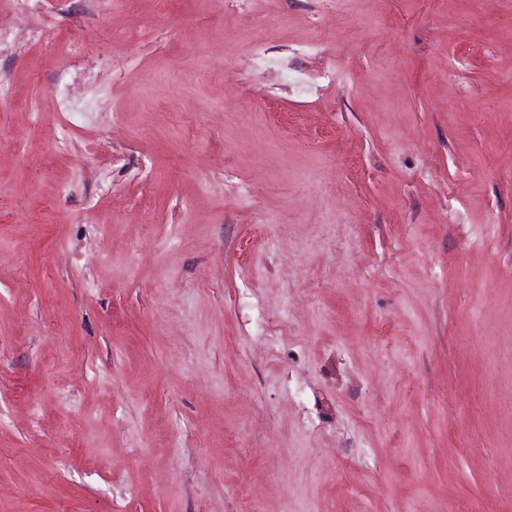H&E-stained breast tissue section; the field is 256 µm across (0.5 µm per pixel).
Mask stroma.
Here are the masks:
<instances>
[{"mask_svg": "<svg viewBox=\"0 0 512 512\" xmlns=\"http://www.w3.org/2000/svg\"><path fill=\"white\" fill-rule=\"evenodd\" d=\"M0 9V512H512V0Z\"/></svg>", "mask_w": 512, "mask_h": 512, "instance_id": "obj_1", "label": "stroma"}]
</instances>
